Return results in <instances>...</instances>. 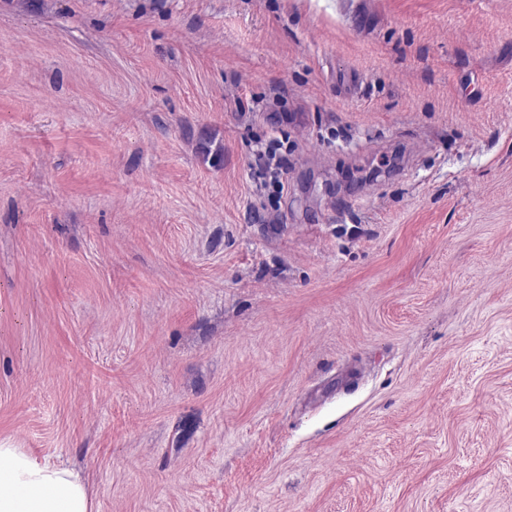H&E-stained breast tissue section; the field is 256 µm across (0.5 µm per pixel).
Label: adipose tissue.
<instances>
[{
  "label": "adipose tissue",
  "instance_id": "obj_1",
  "mask_svg": "<svg viewBox=\"0 0 512 512\" xmlns=\"http://www.w3.org/2000/svg\"><path fill=\"white\" fill-rule=\"evenodd\" d=\"M0 512H93L81 475L0 441Z\"/></svg>",
  "mask_w": 512,
  "mask_h": 512
}]
</instances>
